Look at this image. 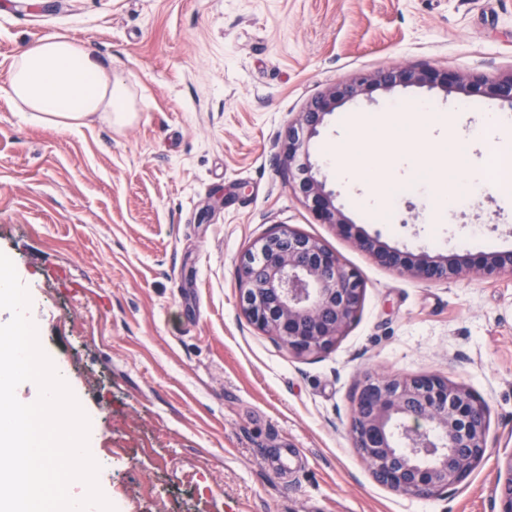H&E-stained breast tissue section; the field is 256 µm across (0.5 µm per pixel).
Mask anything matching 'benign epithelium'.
Masks as SVG:
<instances>
[{"label": "benign epithelium", "instance_id": "1", "mask_svg": "<svg viewBox=\"0 0 512 512\" xmlns=\"http://www.w3.org/2000/svg\"><path fill=\"white\" fill-rule=\"evenodd\" d=\"M396 87L488 94L512 108V73L491 81L452 70L399 64L328 87L288 129V184L319 224H332L380 265L437 282L467 274H512V251L446 256L390 247L346 217L335 191L319 179L308 143L326 117L349 101ZM241 307L259 330L297 356L332 348L357 320L364 300L358 271L318 240L276 227L247 249L238 269ZM488 406L466 387L436 376L367 377L350 423L354 446L372 463L375 480L410 497H428L461 483L488 449ZM501 512H512V457L506 464Z\"/></svg>", "mask_w": 512, "mask_h": 512}]
</instances>
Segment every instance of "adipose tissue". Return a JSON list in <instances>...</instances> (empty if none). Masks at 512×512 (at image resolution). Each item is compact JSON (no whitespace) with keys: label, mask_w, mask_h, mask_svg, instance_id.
Returning <instances> with one entry per match:
<instances>
[{"label":"adipose tissue","mask_w":512,"mask_h":512,"mask_svg":"<svg viewBox=\"0 0 512 512\" xmlns=\"http://www.w3.org/2000/svg\"><path fill=\"white\" fill-rule=\"evenodd\" d=\"M7 84L19 111L38 113L41 122L62 131L97 114L118 125L135 117L127 84L113 73L111 61L63 36H45L14 56ZM490 131L500 133L501 144L512 143V117L489 112L470 129L452 122L445 136L463 146Z\"/></svg>","instance_id":"ef3b65f1"}]
</instances>
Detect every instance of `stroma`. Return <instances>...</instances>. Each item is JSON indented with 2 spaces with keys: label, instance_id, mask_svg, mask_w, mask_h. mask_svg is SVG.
<instances>
[{
  "label": "stroma",
  "instance_id": "35a3bbf8",
  "mask_svg": "<svg viewBox=\"0 0 512 512\" xmlns=\"http://www.w3.org/2000/svg\"><path fill=\"white\" fill-rule=\"evenodd\" d=\"M60 34L112 62L137 117L62 132L17 111L11 57ZM409 63L480 80L512 72V0H0V252L32 301L40 347L91 421L115 512H500L512 457V275L424 282L313 220L288 186V127L328 86ZM429 101L369 138L351 112ZM487 95L415 87L328 116L310 160L353 224L391 247L512 250V192L430 222L455 164H488L496 134L458 150L442 121L479 124ZM440 141L431 178L378 218L358 211L324 153L415 182L388 140ZM431 181V182H432ZM318 239L363 278L333 348L289 352L239 304L243 251L275 226ZM370 375H433L489 408V449L447 491L379 484L349 435Z\"/></svg>",
  "mask_w": 512,
  "mask_h": 512
}]
</instances>
